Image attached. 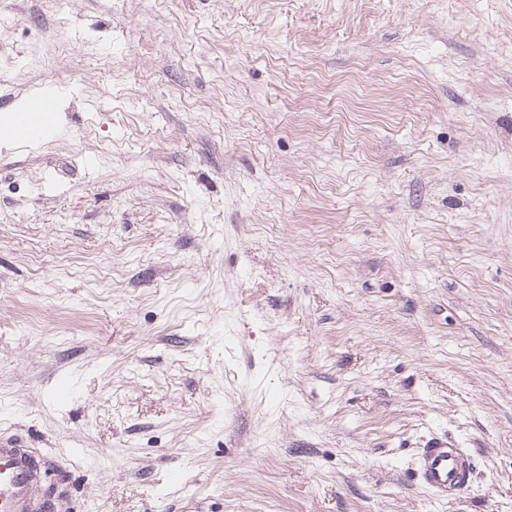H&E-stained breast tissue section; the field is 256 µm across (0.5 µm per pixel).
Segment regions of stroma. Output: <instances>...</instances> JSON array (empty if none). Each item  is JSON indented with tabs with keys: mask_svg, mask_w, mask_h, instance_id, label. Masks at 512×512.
<instances>
[{
	"mask_svg": "<svg viewBox=\"0 0 512 512\" xmlns=\"http://www.w3.org/2000/svg\"><path fill=\"white\" fill-rule=\"evenodd\" d=\"M45 86L0 433L71 512H512V0H0V102ZM473 461L451 438H433L419 448L414 476L434 497L458 498L469 485Z\"/></svg>",
	"mask_w": 512,
	"mask_h": 512,
	"instance_id": "stroma-1",
	"label": "stroma"
}]
</instances>
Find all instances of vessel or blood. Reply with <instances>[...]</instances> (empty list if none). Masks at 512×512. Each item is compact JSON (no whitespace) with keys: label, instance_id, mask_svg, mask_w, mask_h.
Listing matches in <instances>:
<instances>
[{"label":"vessel or blood","instance_id":"vessel-or-blood-1","mask_svg":"<svg viewBox=\"0 0 512 512\" xmlns=\"http://www.w3.org/2000/svg\"><path fill=\"white\" fill-rule=\"evenodd\" d=\"M56 96L46 88L19 104L0 106V128L15 138L34 142L54 130ZM48 462L22 438L0 434V512H58L57 496L35 498ZM473 461L457 442L434 438L420 448L414 476L434 497H460L469 485Z\"/></svg>","mask_w":512,"mask_h":512}]
</instances>
